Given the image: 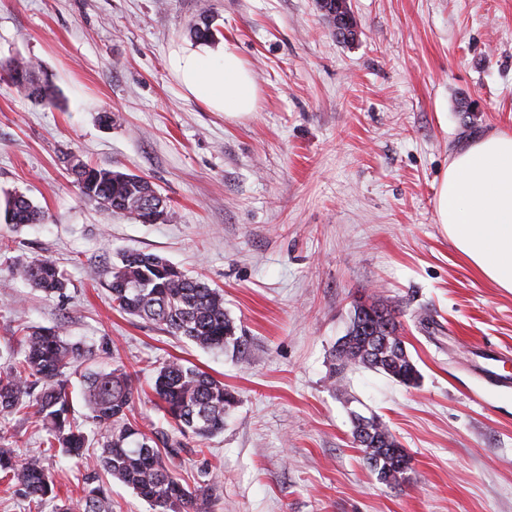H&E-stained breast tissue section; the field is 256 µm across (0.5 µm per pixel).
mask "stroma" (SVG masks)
Wrapping results in <instances>:
<instances>
[{
	"label": "stroma",
	"instance_id": "stroma-1",
	"mask_svg": "<svg viewBox=\"0 0 512 512\" xmlns=\"http://www.w3.org/2000/svg\"><path fill=\"white\" fill-rule=\"evenodd\" d=\"M354 42L318 0H0V58L38 66L55 103L0 81V210L26 194L46 221L0 219V368L24 323L64 328L94 352L66 373L126 365L129 418L168 431L152 392L177 357L233 389L222 433L187 438V482L220 475L217 512H512V293L481 278L436 217L441 177L470 139L512 130V0H348ZM258 87L255 112L225 118L187 98L167 68L200 8ZM115 113L106 128L98 115ZM148 178L175 212L143 224L81 201L67 154ZM166 257L224 291L242 338L205 351L112 307L105 266L127 250ZM46 256L66 272L48 297L11 275ZM396 310L421 380L407 388L334 350L357 301ZM504 353L487 376L476 348ZM379 417L411 457L380 484L353 443L354 414ZM19 458L45 433L0 415ZM60 495L92 488L91 462L50 452Z\"/></svg>",
	"mask_w": 512,
	"mask_h": 512
}]
</instances>
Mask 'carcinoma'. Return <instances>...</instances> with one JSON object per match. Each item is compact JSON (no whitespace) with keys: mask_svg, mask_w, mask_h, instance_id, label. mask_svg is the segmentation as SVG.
I'll use <instances>...</instances> for the list:
<instances>
[{"mask_svg":"<svg viewBox=\"0 0 512 512\" xmlns=\"http://www.w3.org/2000/svg\"><path fill=\"white\" fill-rule=\"evenodd\" d=\"M320 8L332 19L336 37L355 39L343 19L339 0H323ZM197 40L213 38L212 19L203 9L190 28ZM20 61L0 64L8 84L16 91L46 105L53 104L51 92L36 79L17 76ZM68 175L84 201L110 214L123 215L145 224L174 218L170 205L147 178L80 159L68 163ZM7 224H42L45 212L24 193H16L4 209ZM13 275L48 296L64 294L68 280L49 258H35L16 264ZM104 285L119 311L155 322L174 336L202 349L237 347L236 327L224 311V293L200 276L191 275L165 257L139 250L121 255L120 264L104 270ZM396 312L376 300L356 305L347 331L349 340L338 345L335 358L340 366L363 367L383 374L396 383L413 387L421 375L407 353ZM22 358L0 370V414L23 413L46 433L47 449L82 459L89 438L71 419L66 392L65 369L86 358L89 350L80 341L54 329L21 330ZM153 390L158 410L181 436L202 442L224 431L226 417L235 408V393L208 373L179 359L159 368ZM135 387L131 374L121 363L109 371L90 370L85 374L81 398L93 422L103 431L101 453L93 460L112 478L131 488L149 503L153 512H215L219 475L206 471L205 480L190 487L177 474L172 459L180 442L162 455L156 441L136 429L127 413L131 411ZM369 432L353 435L377 480L395 487L406 480L410 457L385 423L375 416L365 418ZM370 444H365V440ZM0 480L22 489L29 501L40 504L57 499L53 476L41 455L20 460L15 449L0 444ZM105 486L91 488L77 502L68 499L55 505V512H108Z\"/></svg>","mask_w":512,"mask_h":512,"instance_id":"carcinoma-1","label":"carcinoma"}]
</instances>
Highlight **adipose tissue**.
<instances>
[{"mask_svg": "<svg viewBox=\"0 0 512 512\" xmlns=\"http://www.w3.org/2000/svg\"><path fill=\"white\" fill-rule=\"evenodd\" d=\"M185 95L239 118L254 112L258 88L247 62L227 43H188L168 56ZM438 222L468 264L512 292V132L471 141L448 163L436 198Z\"/></svg>", "mask_w": 512, "mask_h": 512, "instance_id": "1", "label": "adipose tissue"}]
</instances>
